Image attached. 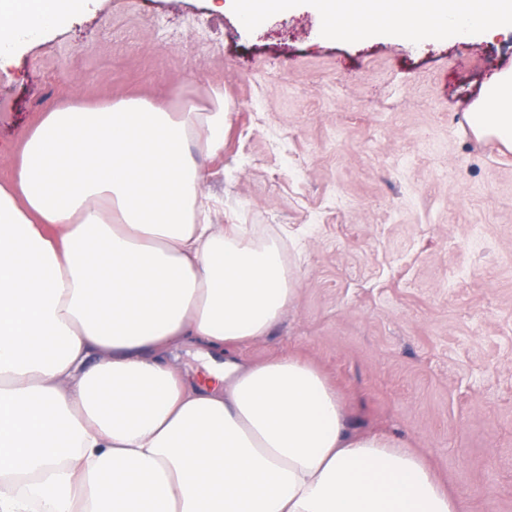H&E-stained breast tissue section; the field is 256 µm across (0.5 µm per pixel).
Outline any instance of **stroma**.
Returning a JSON list of instances; mask_svg holds the SVG:
<instances>
[{
    "mask_svg": "<svg viewBox=\"0 0 512 512\" xmlns=\"http://www.w3.org/2000/svg\"><path fill=\"white\" fill-rule=\"evenodd\" d=\"M316 27L302 13L250 30L211 0H93L0 68V180L53 108L177 111L221 90L224 151L203 162L216 222L282 241L295 290L241 360L311 364L352 431L420 450L464 512H512V158L469 135L493 74L512 69V32L416 43Z\"/></svg>",
    "mask_w": 512,
    "mask_h": 512,
    "instance_id": "obj_1",
    "label": "stroma"
}]
</instances>
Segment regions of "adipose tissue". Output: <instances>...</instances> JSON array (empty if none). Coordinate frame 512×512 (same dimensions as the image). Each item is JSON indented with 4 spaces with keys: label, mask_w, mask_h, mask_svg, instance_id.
Segmentation results:
<instances>
[{
    "label": "adipose tissue",
    "mask_w": 512,
    "mask_h": 512,
    "mask_svg": "<svg viewBox=\"0 0 512 512\" xmlns=\"http://www.w3.org/2000/svg\"><path fill=\"white\" fill-rule=\"evenodd\" d=\"M313 11L333 38L477 39L512 0H224ZM90 0H0V64ZM224 94L43 113L0 182V512H463L427 458L352 432L326 378L242 361L294 294L276 244L214 234L198 157ZM512 141V71L472 115ZM192 348L201 369L176 368Z\"/></svg>",
    "instance_id": "ef3b65f1"
}]
</instances>
